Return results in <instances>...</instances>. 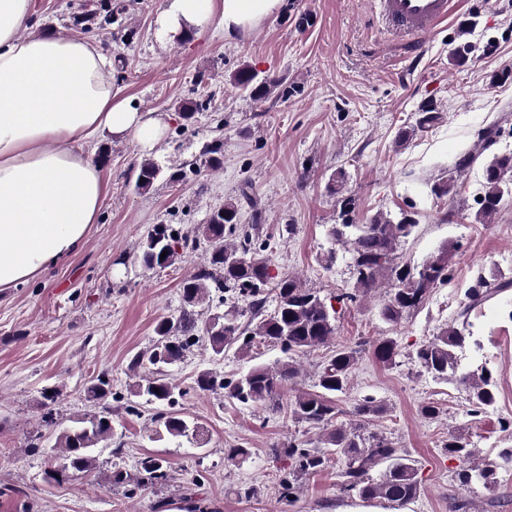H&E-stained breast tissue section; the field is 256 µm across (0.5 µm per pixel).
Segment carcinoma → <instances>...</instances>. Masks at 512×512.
I'll use <instances>...</instances> for the list:
<instances>
[{
	"mask_svg": "<svg viewBox=\"0 0 512 512\" xmlns=\"http://www.w3.org/2000/svg\"><path fill=\"white\" fill-rule=\"evenodd\" d=\"M236 86L249 92L254 99L264 98L270 91L271 81L257 80V74L244 67L237 71ZM224 142L216 139L208 143L202 155L205 162L217 168L222 163ZM161 168L151 160L139 167L136 190L150 188L159 177ZM512 196V151L496 153L483 165L482 194L479 198L478 216L489 218L501 208L504 196ZM351 199L340 200L342 223L332 226L335 241L351 245V263L355 285L350 292L326 297L311 288H304L290 277L275 278L271 274L269 258L265 256L269 243L259 240L260 225L237 223L238 205L229 202L213 211L202 225L203 240L209 249L203 264L182 282L184 307L177 318L160 321L155 327L156 343L152 349L136 355L134 367H149L152 375L144 378L137 387V396L147 404L164 403L169 407L155 416V433L158 438H187L201 445L203 428L190 422L174 410L177 398L182 396L178 386L165 374V368L180 361L185 352L199 340L195 331L208 338L214 354L222 355L233 347L248 352L260 344L278 346L282 352L297 354L325 344L335 331L336 309L332 301L354 302L361 295L388 284V292L379 315L387 323L396 324L419 308L433 289L447 285L451 279L449 260L451 250L442 247L436 254L419 265L400 261L398 249L417 227V221L405 214L398 221L376 215L367 224H352L348 219ZM233 236L236 242H228ZM200 239L182 235L167 224H157L143 238L138 259L147 270L165 268L173 263L179 251L196 250ZM165 258H160L162 252ZM512 288V278L499 270L489 275H479L469 288V303L464 313L482 307L486 302ZM234 292L248 301L251 320L255 326L241 321L243 313L233 309L212 315L203 325H198L191 307L213 293L224 298V293ZM274 294L275 306L267 310L268 295ZM468 318L442 329L433 339L416 350L418 368L437 380L452 381L467 393L470 412L479 415L496 403L495 382L488 375L490 369L480 365L474 369L461 367L460 355L477 344ZM357 351L344 349L328 360L319 372V394H304L295 398L291 414L295 420L310 425H330L336 415V394L345 390ZM397 344L392 339H382L374 347L375 358L384 365L395 364ZM296 376L295 368L288 363L274 366L261 364L247 373L230 380L209 372L201 373L197 385L202 390H222L224 394L241 403H271L284 385ZM87 392L95 400L112 394L109 373L103 372ZM114 436L112 413L103 408L75 420V425L65 429L59 437L61 460L51 477L81 473L93 461V450L101 442ZM343 457L340 472L344 491L354 493L365 501L379 500L394 507L414 501L420 494L421 481L417 463L407 453L394 446L390 440L377 435H364L357 428H334L315 445L308 441L290 440L282 448L274 449L277 457L288 460V472L280 485L293 495L298 475L322 470L329 461L326 449ZM445 450L458 458L462 466L455 479L464 486L480 485L494 491L498 487L495 470L490 466L466 465L472 449L463 438L451 436L444 444ZM384 469L379 477L371 471L379 466ZM167 461L160 456L147 455L137 461L136 474L116 467L109 476L115 487H126L132 494L142 487L155 486L168 481Z\"/></svg>",
	"mask_w": 512,
	"mask_h": 512,
	"instance_id": "cac0c4a2",
	"label": "carcinoma"
}]
</instances>
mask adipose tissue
<instances>
[{"instance_id":"ef3b65f1","label":"adipose tissue","mask_w":512,"mask_h":512,"mask_svg":"<svg viewBox=\"0 0 512 512\" xmlns=\"http://www.w3.org/2000/svg\"><path fill=\"white\" fill-rule=\"evenodd\" d=\"M285 0H165L160 40L217 23L225 39L280 14ZM31 0H0V289L66 260L96 223L105 183L86 146L103 133L157 142L162 115L113 82L112 55L66 32H26Z\"/></svg>"}]
</instances>
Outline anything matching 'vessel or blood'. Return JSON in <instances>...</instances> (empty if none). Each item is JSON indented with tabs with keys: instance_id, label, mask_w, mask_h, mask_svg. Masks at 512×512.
<instances>
[{
	"instance_id": "b4317fda",
	"label": "vessel or blood",
	"mask_w": 512,
	"mask_h": 512,
	"mask_svg": "<svg viewBox=\"0 0 512 512\" xmlns=\"http://www.w3.org/2000/svg\"><path fill=\"white\" fill-rule=\"evenodd\" d=\"M371 5L390 35L414 45L456 11V0H371Z\"/></svg>"
}]
</instances>
